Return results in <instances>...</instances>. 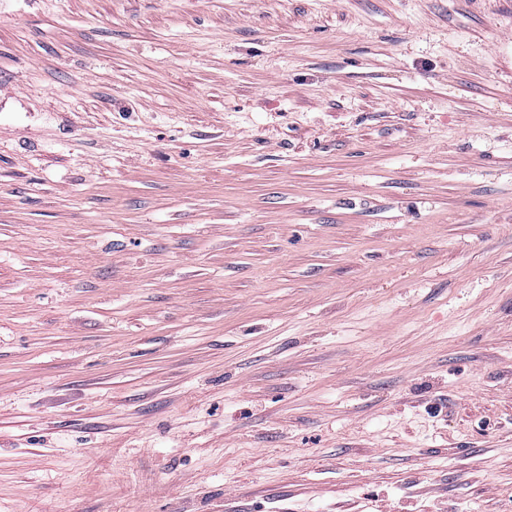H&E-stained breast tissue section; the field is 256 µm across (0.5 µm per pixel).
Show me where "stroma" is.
Masks as SVG:
<instances>
[{
	"label": "stroma",
	"instance_id": "stroma-1",
	"mask_svg": "<svg viewBox=\"0 0 512 512\" xmlns=\"http://www.w3.org/2000/svg\"><path fill=\"white\" fill-rule=\"evenodd\" d=\"M0 512H512V0H0Z\"/></svg>",
	"mask_w": 512,
	"mask_h": 512
}]
</instances>
